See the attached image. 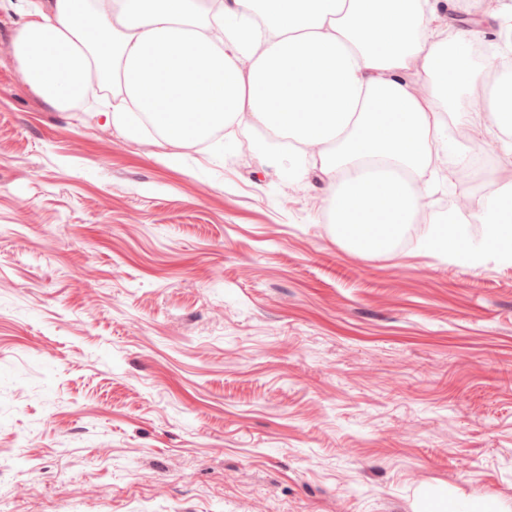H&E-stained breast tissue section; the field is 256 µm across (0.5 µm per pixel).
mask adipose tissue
Returning <instances> with one entry per match:
<instances>
[{
    "label": "adipose tissue",
    "mask_w": 512,
    "mask_h": 512,
    "mask_svg": "<svg viewBox=\"0 0 512 512\" xmlns=\"http://www.w3.org/2000/svg\"><path fill=\"white\" fill-rule=\"evenodd\" d=\"M437 0H35L12 51L54 108L116 90L107 124L171 146L237 128L267 164L316 169L338 238L379 255L422 225L420 247L512 262V181L494 205L426 211L420 178L451 129L488 113L512 151V72L458 68L431 24ZM471 108L462 110L460 98ZM485 227L472 243L471 224Z\"/></svg>",
    "instance_id": "adipose-tissue-1"
}]
</instances>
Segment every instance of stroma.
Here are the masks:
<instances>
[{
	"mask_svg": "<svg viewBox=\"0 0 512 512\" xmlns=\"http://www.w3.org/2000/svg\"><path fill=\"white\" fill-rule=\"evenodd\" d=\"M0 0V512H512V265L415 237L362 256L319 174L239 140H131L62 112ZM493 0H441L449 45L497 48ZM428 199L494 197L512 153Z\"/></svg>",
	"mask_w": 512,
	"mask_h": 512,
	"instance_id": "1",
	"label": "stroma"
}]
</instances>
